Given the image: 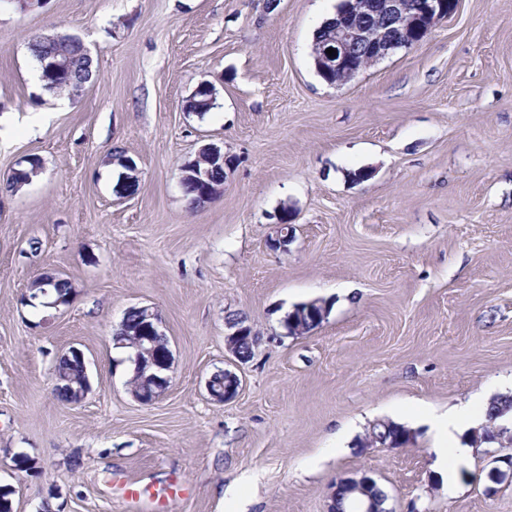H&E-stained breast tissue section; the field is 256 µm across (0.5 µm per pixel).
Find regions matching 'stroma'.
<instances>
[{"mask_svg":"<svg viewBox=\"0 0 512 512\" xmlns=\"http://www.w3.org/2000/svg\"><path fill=\"white\" fill-rule=\"evenodd\" d=\"M266 3L0 0V486L14 512H131L116 474L180 478L190 494L170 512H327L337 478L364 475L390 512H512V479L489 478L512 445L444 480L419 421L512 389V0H458L343 85L312 54L339 0ZM56 33L97 63L73 100L33 77L29 41ZM204 81L215 107L185 112ZM209 143L229 160L223 191L192 211L181 168ZM118 152L140 172L127 199ZM30 155L40 174L8 190ZM284 213L294 239L274 249ZM48 273L72 283L68 306L24 302ZM314 299L323 322L289 335L285 315ZM142 305L173 354L151 405L112 343ZM232 311L259 342L219 404L205 381L229 364ZM72 347L91 390L64 404L55 361ZM383 419L410 423L411 442L362 447Z\"/></svg>","mask_w":512,"mask_h":512,"instance_id":"stroma-1","label":"stroma"}]
</instances>
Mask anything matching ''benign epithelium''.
<instances>
[{
    "mask_svg": "<svg viewBox=\"0 0 512 512\" xmlns=\"http://www.w3.org/2000/svg\"><path fill=\"white\" fill-rule=\"evenodd\" d=\"M457 0H351L350 8L337 14L330 37L313 48L316 62L326 72H340L347 78L355 77L361 69L359 61L379 62L401 48L418 45L442 19L455 10ZM336 53L329 55L326 49ZM141 325L133 331L137 337V353L133 374H148L159 390L131 391L133 398L143 405H151L169 387L173 372V354L167 348L157 351L154 338L163 337L161 321L149 306L135 308ZM298 318L318 319L325 307L311 301L295 309ZM232 332L224 337L225 350L232 364L241 365L246 359L240 355L243 339L253 338L247 326H231ZM224 387L212 388L207 379L205 388L212 400L225 403L234 399L241 387L236 372L223 369ZM371 478H341L336 481L328 512H380L371 495Z\"/></svg>",
    "mask_w": 512,
    "mask_h": 512,
    "instance_id": "obj_1",
    "label": "benign epithelium"
}]
</instances>
